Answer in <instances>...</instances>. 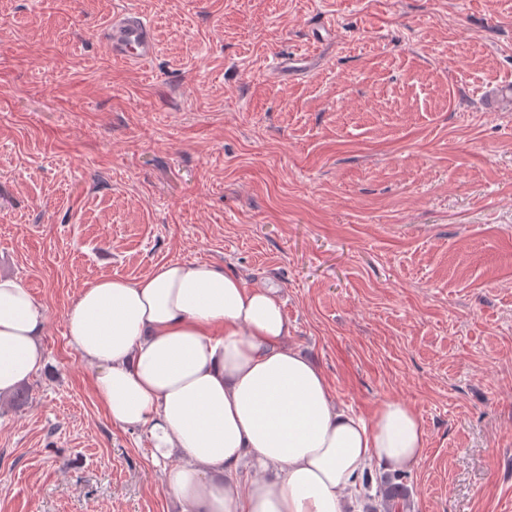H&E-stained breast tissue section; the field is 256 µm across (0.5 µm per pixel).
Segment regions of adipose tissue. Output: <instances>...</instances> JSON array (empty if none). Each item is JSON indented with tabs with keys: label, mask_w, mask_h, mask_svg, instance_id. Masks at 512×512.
<instances>
[{
	"label": "adipose tissue",
	"mask_w": 512,
	"mask_h": 512,
	"mask_svg": "<svg viewBox=\"0 0 512 512\" xmlns=\"http://www.w3.org/2000/svg\"><path fill=\"white\" fill-rule=\"evenodd\" d=\"M66 324L97 399L114 426L144 433L179 512H352L367 467L404 470L424 456L413 406L386 398L366 417L339 406L289 346L278 289L214 265L100 280ZM45 325L33 291L1 276L0 395L45 366Z\"/></svg>",
	"instance_id": "ef3b65f1"
}]
</instances>
